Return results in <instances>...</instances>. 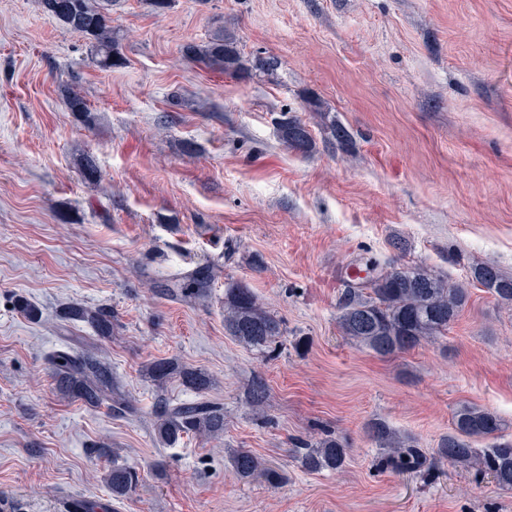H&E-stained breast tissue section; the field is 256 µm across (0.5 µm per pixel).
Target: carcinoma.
I'll list each match as a JSON object with an SVG mask.
<instances>
[{"label": "carcinoma", "mask_w": 512, "mask_h": 512, "mask_svg": "<svg viewBox=\"0 0 512 512\" xmlns=\"http://www.w3.org/2000/svg\"><path fill=\"white\" fill-rule=\"evenodd\" d=\"M112 0H39L42 13L63 23L90 44L100 67L110 69L122 64L118 44L113 36L110 6ZM187 56L204 66L235 75L248 76L242 66L236 41L216 33L203 45L188 44ZM336 148L345 151L351 144L349 131L336 123L328 126ZM280 140L288 148L306 153L313 139L308 126L287 112L277 122ZM377 279L367 286H348L339 303L338 323L344 335L365 345L381 357L405 353L448 332L469 300V289L462 283H449L426 270L399 266L393 262L372 261ZM183 288L189 296L200 297L209 288L210 275L196 271L187 276ZM468 283L477 284L501 301L512 303V275L492 265H477L470 271ZM67 317L94 327L101 339L112 337L111 316L100 309L71 307ZM224 329L239 341L262 348L282 336L281 321L269 313L259 296L244 284H231L224 293ZM50 375L56 393L63 399L80 401L89 408L132 412L135 406L121 391L112 375L111 363L94 343H84L79 350H58L48 356ZM148 377L161 386L172 378L199 394L193 401L172 404L156 423V437L164 445L182 436L195 435L218 438L224 433V406L201 393L213 386V378L204 370L186 367L172 360L160 359L147 368ZM249 405L257 410L268 397L263 379L252 381L248 392ZM501 419L494 413L464 405L452 419V431L436 453L430 455L410 440L396 436L382 422L369 426V435L379 444L377 465L395 475L431 478L439 464L448 463L473 468L480 475L491 477L499 489L512 491V441H498ZM474 439H490L485 448L473 447ZM301 467L309 472L331 470L342 472L346 448L336 439H323L314 445L297 449ZM237 476L245 481L279 480V473L254 453L237 450L231 456ZM137 470L112 463L105 481L112 496L121 499L139 484Z\"/></svg>", "instance_id": "carcinoma-1"}]
</instances>
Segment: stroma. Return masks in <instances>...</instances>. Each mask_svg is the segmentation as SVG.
Here are the masks:
<instances>
[{"mask_svg": "<svg viewBox=\"0 0 512 512\" xmlns=\"http://www.w3.org/2000/svg\"><path fill=\"white\" fill-rule=\"evenodd\" d=\"M112 18L124 63L103 69L38 0H0V499L11 512H59L71 492L113 512H512V491L472 469L379 470L367 434L381 420L431 453L469 404L512 441V304L470 286L447 335L387 358L336 322L373 259L459 282L476 264L512 274V0H174L163 14L117 0ZM220 29L249 78L185 57ZM269 56L276 70L255 69ZM69 88L87 113L68 110ZM286 110L313 151L280 141ZM326 119L352 152L326 140ZM208 265L204 298L174 290ZM229 282L281 320L277 342L225 332ZM75 304L111 314L102 347L136 413L56 396L48 354L96 339L65 319ZM158 359L210 374L222 437L158 442L164 404L194 397L148 378ZM328 436L344 471H305L297 446ZM238 449L283 481H241ZM115 462L140 473L120 500L104 481Z\"/></svg>", "mask_w": 512, "mask_h": 512, "instance_id": "obj_1", "label": "stroma"}]
</instances>
